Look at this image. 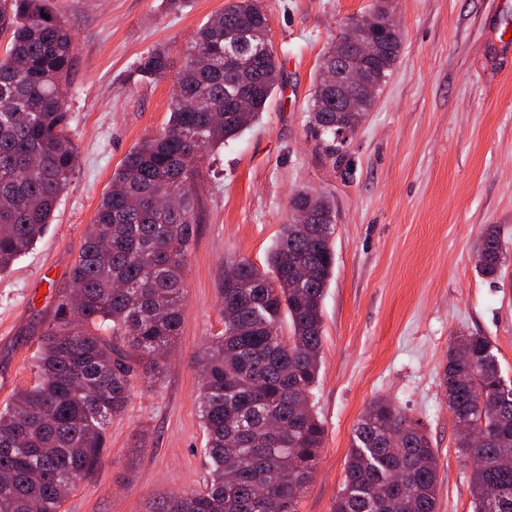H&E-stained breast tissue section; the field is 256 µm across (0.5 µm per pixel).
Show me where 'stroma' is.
Wrapping results in <instances>:
<instances>
[{
    "label": "stroma",
    "instance_id": "35a3bbf8",
    "mask_svg": "<svg viewBox=\"0 0 512 512\" xmlns=\"http://www.w3.org/2000/svg\"><path fill=\"white\" fill-rule=\"evenodd\" d=\"M228 0H53L73 34L67 109L78 164L52 224L0 273V408L38 381L39 342L71 292L70 275L126 154L169 119L174 75L193 33ZM399 58L337 157L308 128L322 55L378 0H262L283 84L258 123L202 156L182 328L163 381L134 382L106 427L98 466L59 512H147L160 495L203 488L210 464L198 409L202 345L224 328V270L266 265L293 194L333 197L336 270L323 303L314 409L326 435L298 512H330L353 428L383 398L421 421L438 464L437 512H473L470 470L442 386L456 336L487 337L512 383V260L476 270L487 226L512 248V48L498 0H390ZM165 48L170 74L136 70Z\"/></svg>",
    "mask_w": 512,
    "mask_h": 512
}]
</instances>
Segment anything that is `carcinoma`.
Returning <instances> with one entry per match:
<instances>
[{
    "label": "carcinoma",
    "mask_w": 512,
    "mask_h": 512,
    "mask_svg": "<svg viewBox=\"0 0 512 512\" xmlns=\"http://www.w3.org/2000/svg\"><path fill=\"white\" fill-rule=\"evenodd\" d=\"M380 35L384 53L365 60L380 88L399 57L401 37L359 19ZM0 273L52 223L78 159L60 86L71 73L72 37L47 0H0ZM249 60L245 70L224 50ZM350 45L331 43L320 67L344 66ZM140 74L169 69L163 49L141 57ZM280 79L261 0H231L193 36L166 127L145 139L112 175L71 271L76 305H62L43 335L39 381L0 409V512H59L103 452L107 421L121 412L131 380H161L180 334L184 268L196 221L193 189L202 154L259 121ZM246 94L252 110L240 113ZM376 97L339 84L315 85L310 123L322 152L335 156L336 121L355 132ZM309 207L317 224L283 226L267 270L246 260L225 270L224 330L196 357L199 413L207 433L205 488L159 497L148 512H298L316 469L325 428L311 409L318 381L322 301L333 277L336 206L329 196L293 195L290 210ZM477 269L495 276L506 258L493 225L481 236ZM288 320L289 336L280 323ZM109 333L120 340L103 336ZM448 410L484 434L456 444L470 466L474 512H512V386L491 343L463 337L444 372ZM437 461L428 435L400 408L373 402L355 426L343 487L332 512H436Z\"/></svg>",
    "instance_id": "cac0c4a2"
}]
</instances>
